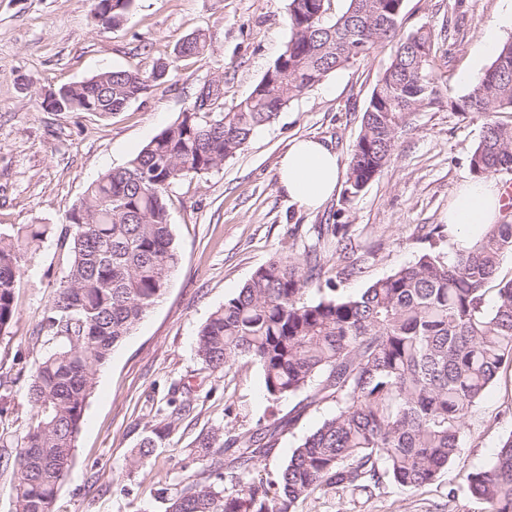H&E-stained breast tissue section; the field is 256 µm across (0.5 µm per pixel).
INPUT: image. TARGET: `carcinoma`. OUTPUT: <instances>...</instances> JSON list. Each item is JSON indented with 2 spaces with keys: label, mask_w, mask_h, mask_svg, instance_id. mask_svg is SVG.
I'll list each match as a JSON object with an SVG mask.
<instances>
[{
  "label": "carcinoma",
  "mask_w": 512,
  "mask_h": 512,
  "mask_svg": "<svg viewBox=\"0 0 512 512\" xmlns=\"http://www.w3.org/2000/svg\"><path fill=\"white\" fill-rule=\"evenodd\" d=\"M134 0H94L96 26L109 29ZM289 0L290 38L283 52L232 112H182L127 163L91 184L66 215L69 252L36 337L52 350L24 385L30 417L19 435L0 434V459L11 470L15 512H56L58 490L75 451L98 368L129 336L168 287L179 263L170 224L172 185L190 173L218 170L293 98L332 72L392 44L390 64L376 81L345 172L348 198L358 196L389 164L416 113L440 103L434 33H402L405 0ZM192 33L179 58L204 50ZM164 72L112 69L56 89L68 112H122ZM451 107L483 121L472 170L485 177L512 169V128L494 119L512 112V39L484 76ZM45 229L0 228V336L9 334L21 266ZM512 256V224L489 225L470 248L446 256L429 251L357 295L337 281L356 273L317 247L305 259L277 255L216 308L200 328L196 353L213 370L240 360L258 364L267 398L306 394L307 406L335 412L292 449L276 479L252 467L273 450L283 425L223 440L213 428L198 438L205 476L164 497L165 512H295L329 493L367 496L388 481L415 490L459 464L467 419L512 363V278L500 281L493 304L488 283ZM326 288H321V285ZM318 286L320 297L304 294ZM24 368L0 374V417L12 410ZM163 433L143 439L132 466L143 464ZM233 458L222 461L224 448ZM456 478L480 512H512V434L482 467Z\"/></svg>",
  "instance_id": "obj_1"
}]
</instances>
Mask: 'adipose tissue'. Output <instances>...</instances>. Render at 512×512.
<instances>
[{
	"instance_id": "ef3b65f1",
	"label": "adipose tissue",
	"mask_w": 512,
	"mask_h": 512,
	"mask_svg": "<svg viewBox=\"0 0 512 512\" xmlns=\"http://www.w3.org/2000/svg\"><path fill=\"white\" fill-rule=\"evenodd\" d=\"M344 173L339 155L324 143L308 138L293 140L278 167L280 188L298 206L314 210L336 191ZM502 207V191L494 179L464 183L452 195L448 226L461 247H468L485 228L496 223Z\"/></svg>"
}]
</instances>
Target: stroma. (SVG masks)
I'll use <instances>...</instances> for the list:
<instances>
[{"label":"stroma","mask_w":512,"mask_h":512,"mask_svg":"<svg viewBox=\"0 0 512 512\" xmlns=\"http://www.w3.org/2000/svg\"><path fill=\"white\" fill-rule=\"evenodd\" d=\"M286 7L287 0H134L119 26L103 30L94 23L93 0H0V227L49 228L22 264L16 316L9 335L0 336V370L14 369L16 355L31 365L49 350L31 336L65 273L58 235L88 186L191 109L203 83L219 81L221 109L233 111L283 51ZM493 25L501 40L512 39L501 0H405L404 32L425 26L438 38L441 102L415 115L389 166L357 197L339 190L318 210H303L278 186V159L297 136L317 138L348 158L393 54L390 45L293 99L221 169L171 187L179 263L165 295L96 374L57 512H165L159 489L199 477L203 464L193 450L201 434L219 426L231 438L292 416L295 425L257 464L275 478L292 448L334 413L329 403L303 408L296 396L268 400L254 363L203 369L197 333L274 255L304 256L323 224L347 225L361 259L359 273L339 284L351 295L423 252L454 251V238L434 229L446 224L454 190L475 177L470 159L483 124L449 102L468 90L460 75L479 77L491 65L482 45ZM197 30L207 35L203 54L176 57L178 41ZM161 61L169 65L164 82L111 117L42 106L61 85L112 69L148 73ZM321 246L324 256L341 261L333 242ZM162 426L161 447L131 468L143 438ZM511 435L509 364L468 418L462 464L486 463ZM297 512H478V506L450 471L413 491L388 485L368 499L329 494L299 504Z\"/></svg>","instance_id":"obj_1"}]
</instances>
